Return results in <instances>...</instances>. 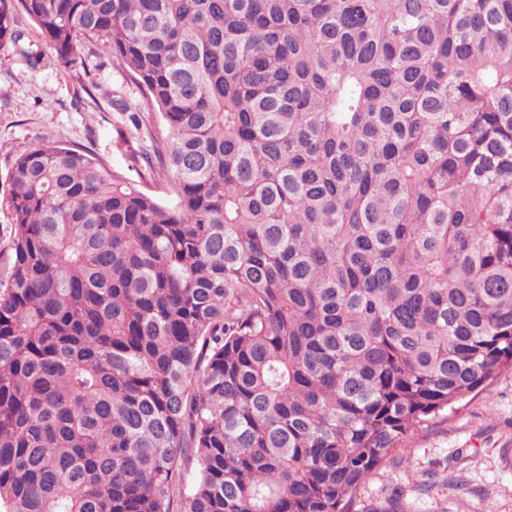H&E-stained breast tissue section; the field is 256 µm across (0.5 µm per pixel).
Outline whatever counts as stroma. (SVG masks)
I'll return each mask as SVG.
<instances>
[{"label":"stroma","mask_w":512,"mask_h":512,"mask_svg":"<svg viewBox=\"0 0 512 512\" xmlns=\"http://www.w3.org/2000/svg\"><path fill=\"white\" fill-rule=\"evenodd\" d=\"M25 45L42 61L29 66L0 49V273L12 261L8 173L42 140L82 145L109 168L155 183L143 154L159 132L141 110L139 91L102 45L85 49L86 66L60 67L24 25ZM94 87L93 96L80 95ZM354 512H512V372H502L456 412L431 420L395 449L362 486Z\"/></svg>","instance_id":"1"}]
</instances>
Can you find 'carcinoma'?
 <instances>
[{
    "label": "carcinoma",
    "mask_w": 512,
    "mask_h": 512,
    "mask_svg": "<svg viewBox=\"0 0 512 512\" xmlns=\"http://www.w3.org/2000/svg\"><path fill=\"white\" fill-rule=\"evenodd\" d=\"M157 114L164 195L10 170L0 512H352L512 370V0H0Z\"/></svg>",
    "instance_id": "carcinoma-1"
}]
</instances>
